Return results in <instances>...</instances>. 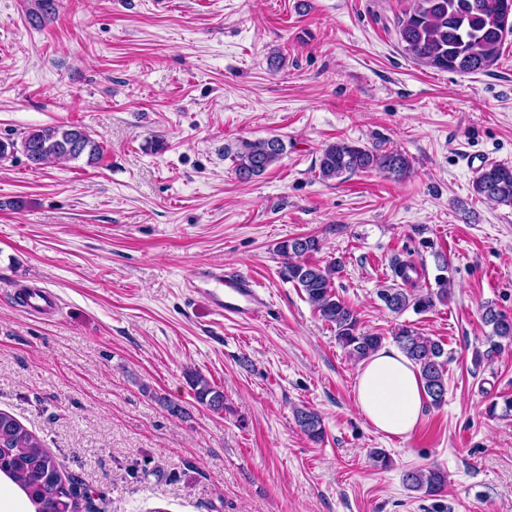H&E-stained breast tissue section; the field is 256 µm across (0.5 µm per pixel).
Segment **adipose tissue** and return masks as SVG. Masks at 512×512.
<instances>
[{"label": "adipose tissue", "mask_w": 512, "mask_h": 512, "mask_svg": "<svg viewBox=\"0 0 512 512\" xmlns=\"http://www.w3.org/2000/svg\"><path fill=\"white\" fill-rule=\"evenodd\" d=\"M355 392L357 410L376 430L403 437L413 431L424 391L415 365L400 349L384 347L363 360Z\"/></svg>", "instance_id": "adipose-tissue-1"}]
</instances>
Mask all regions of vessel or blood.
<instances>
[{"label":"vessel or blood","mask_w":512,"mask_h":512,"mask_svg":"<svg viewBox=\"0 0 512 512\" xmlns=\"http://www.w3.org/2000/svg\"><path fill=\"white\" fill-rule=\"evenodd\" d=\"M191 283L205 294L214 311L229 320H254L266 310V300L251 276L223 266L203 264L193 269Z\"/></svg>","instance_id":"vessel-or-blood-1"}]
</instances>
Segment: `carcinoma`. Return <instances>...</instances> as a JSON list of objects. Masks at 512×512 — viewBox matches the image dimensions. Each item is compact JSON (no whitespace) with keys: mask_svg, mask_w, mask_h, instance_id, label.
<instances>
[{"mask_svg":"<svg viewBox=\"0 0 512 512\" xmlns=\"http://www.w3.org/2000/svg\"><path fill=\"white\" fill-rule=\"evenodd\" d=\"M512 14V0H414V4L396 21V30L405 51L418 62L442 71L471 74L492 66L500 55L512 28L505 25L506 14ZM56 15L55 0H37L29 18L43 25ZM22 148L28 161L44 166L59 161L85 160L92 166L100 159L103 148L83 128L59 124L32 129L16 143L0 141V159ZM282 138L271 136L256 140H240L224 146V158L232 161L236 175L249 180L265 174L285 154ZM319 175L333 180L345 174L379 170L396 180L411 173V162L397 149L368 148L345 140L328 144L318 163ZM480 198L494 203L512 204V166L489 164L481 168L473 181ZM321 249L320 240L312 235L294 237L280 243L279 253L287 259L283 276L295 283L323 320L335 328L336 338L350 356L363 360L381 349L384 337L361 328L354 309L335 292L334 279L341 264L333 261L325 266L305 261ZM436 288L422 291L416 287L415 263L396 258L392 261V284L379 291L378 297L390 312L401 315L408 310L420 315L432 311L436 303L448 300L452 278L446 260L437 263ZM481 320L491 328L489 347L484 353L490 359L501 347V341L512 342V318L492 302L481 307ZM397 346L418 368L423 390L430 404L445 403L448 391V352L443 344L424 336L409 323L395 329ZM196 397L215 410L224 409V394L211 386L200 374L189 376ZM296 422L313 441L324 437L320 415L308 407L296 410ZM0 474L11 480L28 498L34 512H81L71 479L60 473L40 439L14 416L0 411ZM406 488L426 496L439 495L446 484V473L437 467L414 468L402 478Z\"/></svg>","mask_w":512,"mask_h":512,"instance_id":"carcinoma-1","label":"carcinoma"}]
</instances>
